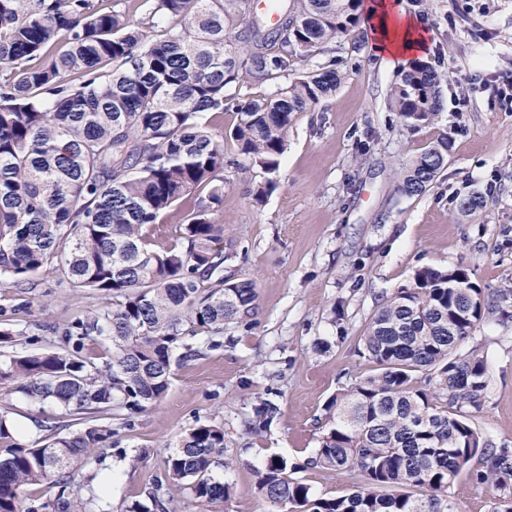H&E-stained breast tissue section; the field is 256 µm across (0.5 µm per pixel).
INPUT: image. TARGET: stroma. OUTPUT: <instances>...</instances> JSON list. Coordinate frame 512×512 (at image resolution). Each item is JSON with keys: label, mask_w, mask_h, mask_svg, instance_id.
Wrapping results in <instances>:
<instances>
[{"label": "stroma", "mask_w": 512, "mask_h": 512, "mask_svg": "<svg viewBox=\"0 0 512 512\" xmlns=\"http://www.w3.org/2000/svg\"><path fill=\"white\" fill-rule=\"evenodd\" d=\"M403 2L428 28L426 57L443 79L434 123L404 126L390 100L398 74L374 57L363 27L297 65L300 74L333 65L345 77L329 99L296 114L275 188L258 204L248 175L224 174V272L256 282L252 328L225 325L221 346L176 364L165 398L149 410L131 415L113 403L112 446L75 473L71 496L88 497L94 477L109 471L112 493L98 498V512H129L163 476L170 444L195 423L214 421L233 461L214 476L233 494L209 511L172 481L163 488L171 512H264L257 469L268 455L299 463L319 448L327 401L375 369L362 353L368 324L417 269H463L491 297L512 287V104L494 99L495 77H512V0ZM462 96L470 100L464 112L456 109ZM442 136L448 158L431 186L401 193L405 165ZM472 193L487 195L486 207L460 214V199ZM106 305L48 267L32 283L0 291V328L25 330L13 352L40 353L53 343L51 326ZM468 346L489 372L474 425L495 447L512 448V319L487 315ZM263 398L280 415L254 435L243 421ZM0 415L22 443L49 437L52 424L64 433L84 427L10 383L0 384ZM143 448L145 460L134 463Z\"/></svg>", "instance_id": "obj_1"}]
</instances>
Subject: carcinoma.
<instances>
[{"instance_id": "cac0c4a2", "label": "carcinoma", "mask_w": 512, "mask_h": 512, "mask_svg": "<svg viewBox=\"0 0 512 512\" xmlns=\"http://www.w3.org/2000/svg\"><path fill=\"white\" fill-rule=\"evenodd\" d=\"M246 0H151L143 27L95 0H0V288H17L44 268L72 288L112 301L94 316L52 327L54 349L0 361L8 380L35 403L53 402L93 425L54 433L44 444L13 440L0 416V512H95V496L53 502L26 497L32 485L62 489L94 451L112 447L101 423L120 400L129 413L160 402L171 384L173 355H199L188 336H214L224 324L250 328L254 281L224 275V170L257 166L258 203L286 149L288 128L332 95L336 65L280 86L295 64L349 35L362 0H290L277 21H246ZM244 28L227 37L224 22ZM276 84L242 101L240 83ZM404 125L433 122L442 108L431 65L415 60L393 92ZM228 132L210 128L226 111ZM236 153H224V138ZM448 158L441 137L413 157L400 177L408 196L427 191ZM186 207L176 239L156 248L154 228ZM487 205L461 201L464 214ZM484 292L461 269L423 267L371 319L362 345L377 372L336 393L324 407L328 430L302 464L270 455L256 471L269 512H458L449 490L466 474L489 485L492 512H512V450L494 448L470 421L487 388L485 360L464 350L486 310ZM99 339L104 355L87 352ZM277 405L261 399L245 421L271 426ZM224 426L197 423L166 458V477L187 481L196 500L226 502L232 487L212 476L230 468ZM322 468L349 476L341 496L312 491L288 470ZM149 504L130 512H170L157 481Z\"/></svg>"}]
</instances>
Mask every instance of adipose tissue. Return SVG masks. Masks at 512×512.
Returning <instances> with one entry per match:
<instances>
[{
  "instance_id": "obj_1",
  "label": "adipose tissue",
  "mask_w": 512,
  "mask_h": 512,
  "mask_svg": "<svg viewBox=\"0 0 512 512\" xmlns=\"http://www.w3.org/2000/svg\"><path fill=\"white\" fill-rule=\"evenodd\" d=\"M364 23L381 64L396 69L403 59L426 51L427 30L403 7L401 0H364Z\"/></svg>"
}]
</instances>
